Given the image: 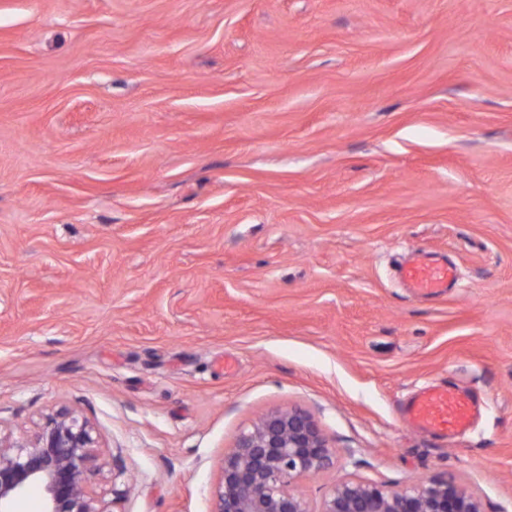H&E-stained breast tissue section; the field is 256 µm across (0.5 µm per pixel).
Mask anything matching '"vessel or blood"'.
<instances>
[{
    "mask_svg": "<svg viewBox=\"0 0 512 512\" xmlns=\"http://www.w3.org/2000/svg\"><path fill=\"white\" fill-rule=\"evenodd\" d=\"M401 280L416 295L443 294L457 280L455 266L416 252L400 268ZM474 404L457 389L430 386L418 391L403 408L404 420L415 430L448 436L466 429Z\"/></svg>",
    "mask_w": 512,
    "mask_h": 512,
    "instance_id": "1",
    "label": "vessel or blood"
}]
</instances>
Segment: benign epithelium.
Wrapping results in <instances>:
<instances>
[{
	"label": "benign epithelium",
	"mask_w": 512,
	"mask_h": 512,
	"mask_svg": "<svg viewBox=\"0 0 512 512\" xmlns=\"http://www.w3.org/2000/svg\"><path fill=\"white\" fill-rule=\"evenodd\" d=\"M93 424L69 409L49 415L23 437L0 434V512L31 487L42 512H103L93 489L102 463ZM336 457L304 412L275 411L242 433L224 457L213 512H310L292 484L319 474ZM318 512H488L483 502L447 480L430 479L396 491L341 480Z\"/></svg>",
	"instance_id": "7a95c632"
}]
</instances>
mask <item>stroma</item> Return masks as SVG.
Listing matches in <instances>:
<instances>
[{
    "label": "stroma",
    "mask_w": 512,
    "mask_h": 512,
    "mask_svg": "<svg viewBox=\"0 0 512 512\" xmlns=\"http://www.w3.org/2000/svg\"><path fill=\"white\" fill-rule=\"evenodd\" d=\"M420 249L459 280L414 297ZM429 383L483 400L438 438ZM68 408L105 512H211L276 410L293 489L512 512V0H0V431ZM474 404L455 388L430 386L418 391L403 407L404 420L415 430L447 436L466 429ZM318 512H489L483 502L448 479H430L396 491L341 480L326 494Z\"/></svg>",
    "instance_id": "35a3bbf8"
}]
</instances>
